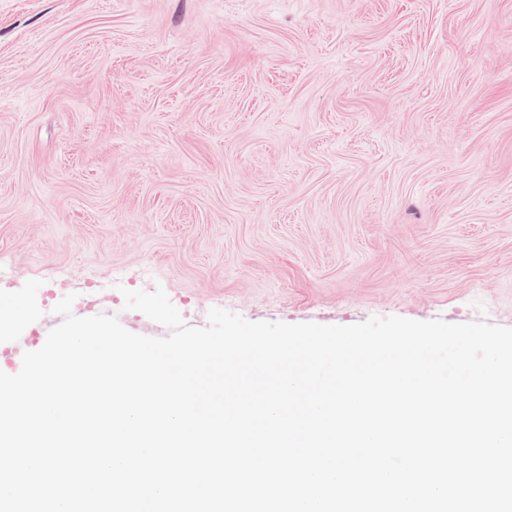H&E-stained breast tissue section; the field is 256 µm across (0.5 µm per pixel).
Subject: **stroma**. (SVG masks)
I'll return each mask as SVG.
<instances>
[{
	"label": "stroma",
	"instance_id": "obj_1",
	"mask_svg": "<svg viewBox=\"0 0 512 512\" xmlns=\"http://www.w3.org/2000/svg\"><path fill=\"white\" fill-rule=\"evenodd\" d=\"M159 285L512 327V0H0V371Z\"/></svg>",
	"mask_w": 512,
	"mask_h": 512
}]
</instances>
